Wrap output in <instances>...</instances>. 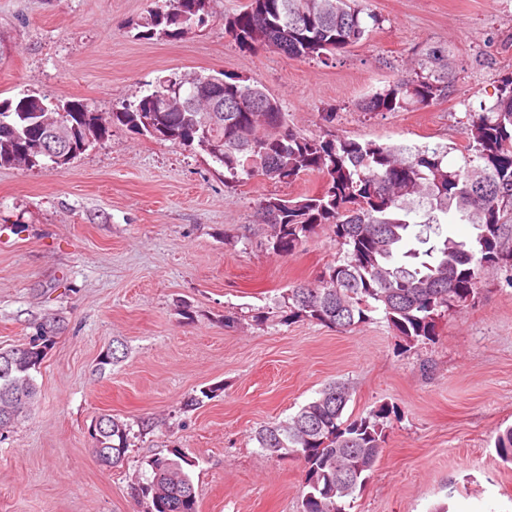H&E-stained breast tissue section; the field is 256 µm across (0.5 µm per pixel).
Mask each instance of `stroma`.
Masks as SVG:
<instances>
[{"mask_svg": "<svg viewBox=\"0 0 512 512\" xmlns=\"http://www.w3.org/2000/svg\"><path fill=\"white\" fill-rule=\"evenodd\" d=\"M248 0H211L180 39H138L155 0H0V100L36 93L119 112L158 80L235 74L261 84L307 135L451 146L466 112L512 71V0H354L381 19L329 63L240 50L224 18ZM445 46L464 80L430 107L366 113L395 68ZM315 173L241 185L202 153L112 126L63 168L0 167V348L43 318L65 327L35 379L32 412L0 438V512H144L131 488L147 462L180 453L198 512H300L303 460L274 457L256 431L288 420L330 382L345 418L397 407L351 512H512V286L486 275L478 298L438 321L433 341L398 336L374 313L341 332L289 319L284 296L336 258L328 230L282 257L264 248L260 197L320 192ZM235 315L234 323L224 318ZM122 342V362L99 369ZM215 388L195 408L188 397ZM103 414L151 421L124 463L98 464L89 428Z\"/></svg>", "mask_w": 512, "mask_h": 512, "instance_id": "obj_1", "label": "stroma"}]
</instances>
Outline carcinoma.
I'll use <instances>...</instances> for the list:
<instances>
[{
    "label": "carcinoma",
    "mask_w": 512,
    "mask_h": 512,
    "mask_svg": "<svg viewBox=\"0 0 512 512\" xmlns=\"http://www.w3.org/2000/svg\"><path fill=\"white\" fill-rule=\"evenodd\" d=\"M208 15V0H166L139 23L137 37L179 39L192 18ZM379 18L362 14L350 0H249L245 11L224 17V33L245 50L274 49L289 58L326 63L367 38ZM224 118L196 112L191 82L167 78L122 112L100 115L89 107L70 114L73 123L97 128V140L114 124L155 139L175 130L172 142L195 150L207 140L219 147L212 160L226 178L256 176L291 183L317 172L323 190L296 199L263 197L258 220L267 225V246L294 253L319 228H327L338 259L317 287L297 283L285 300L288 319H307L350 331L380 311L388 325L410 341L433 340L437 320L474 301L483 274L512 273V74L499 80L496 98L467 113L465 143L455 147L461 164H448L450 147L390 146L344 136H305L289 123L279 101L259 84L221 73ZM464 80L448 51L431 47L418 66L397 74L365 98L366 112L425 108L448 97ZM45 96L29 94L0 106V166L21 160L30 141L45 135L34 112ZM452 222L473 226L467 242L443 231ZM61 320L52 317L24 346L0 348V430H7L34 405L40 369ZM125 358L116 342L99 369ZM350 393L331 383L287 421L260 427L255 439L271 455H294L306 467L300 512H348L357 489L383 450L392 410L380 407L354 420L343 419ZM93 452L106 467L119 466L135 438L130 423L99 417ZM498 456L512 462V427L495 440ZM149 476L133 496L147 512H198L192 478L168 457L147 461Z\"/></svg>",
    "instance_id": "carcinoma-1"
}]
</instances>
